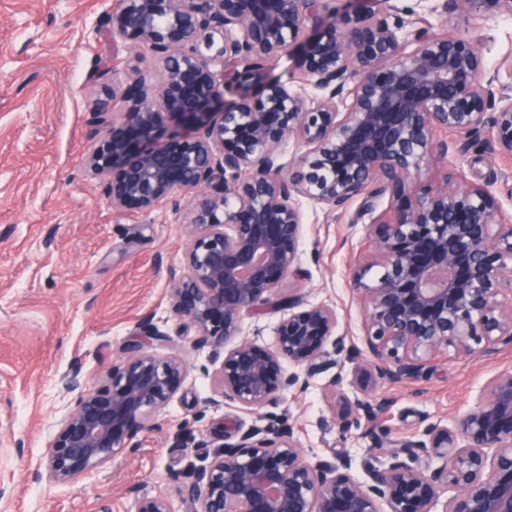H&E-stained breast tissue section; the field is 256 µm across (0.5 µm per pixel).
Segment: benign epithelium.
I'll return each instance as SVG.
<instances>
[{"mask_svg":"<svg viewBox=\"0 0 512 512\" xmlns=\"http://www.w3.org/2000/svg\"><path fill=\"white\" fill-rule=\"evenodd\" d=\"M327 0H114L100 31L131 40L135 67L95 108L98 145L90 173L112 170V209L150 213L182 191L195 193L182 270L171 271L183 328L222 348L241 316L258 314L297 272L301 202L329 210L388 195L392 212L374 225L376 250L353 269L350 288L367 296L365 345L352 384L416 381L450 347L487 353L512 343V225L497 222L487 186L448 191L417 182L424 165H447L441 129L467 134L501 103L492 151L512 154V61L485 74L470 42L371 9L327 19ZM472 12L512 13V0H462ZM414 45L406 52V44ZM293 62L312 93L272 73ZM121 103L118 112L114 102ZM307 151L281 162L284 143ZM336 305L288 314L277 345L241 342L224 352L209 404L253 412L275 403L336 335ZM185 378L178 355L144 345L112 365L106 383L79 394L56 424L36 475L77 480L133 447L138 433ZM345 427L384 409L350 399L342 378L328 384ZM422 461L353 473L345 453L330 462L298 447L292 425L270 421L225 444L203 468L182 473V512H512V371L486 384L451 426L432 425L402 445ZM436 460L442 461L438 467ZM137 512H174L165 496L144 497Z\"/></svg>","mask_w":512,"mask_h":512,"instance_id":"obj_1","label":"benign epithelium"}]
</instances>
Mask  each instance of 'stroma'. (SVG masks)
<instances>
[{"mask_svg": "<svg viewBox=\"0 0 512 512\" xmlns=\"http://www.w3.org/2000/svg\"><path fill=\"white\" fill-rule=\"evenodd\" d=\"M390 3L392 18L418 14L434 33L478 46L487 71L512 55V14L476 15L445 0ZM109 6L110 0H0V512H137L141 498L157 495L177 510V473L187 462H210L224 443V425L246 429L255 421L254 414L210 406L222 360L213 345L180 331L173 309L170 272L183 266L192 193H178L149 213L116 212L105 194L106 177L87 172L96 147L93 105L136 64L128 44L111 45L97 32ZM104 62L112 75L100 79ZM493 117L486 112L472 134L440 130L435 138L448 145L449 168L461 181L487 185L499 201L501 223L512 224V155L489 154ZM388 205L384 196L370 209L359 200L340 210L302 204L300 273L279 292L304 306L335 304L336 333L346 349L364 344V300L350 289L349 273L373 250L371 227ZM288 313L271 304L262 314L243 316L241 341L274 348ZM146 321L166 340H144ZM139 339L156 357L180 355L187 368L178 392L154 414V429L74 482L35 477L73 399L67 380L97 387ZM346 349L329 350L315 375L298 368L307 386L290 388L263 413L288 419L307 454L330 460L349 453L359 478L365 467L383 469L395 460L416 466L401 443L430 425H450L476 405L490 378L512 370V343L488 354L441 353L422 379L381 381L369 391V401L385 405L369 435L361 426L341 430L324 397L336 374L347 382L349 397L361 394L350 385L356 363ZM377 441L383 450L368 454Z\"/></svg>", "mask_w": 512, "mask_h": 512, "instance_id": "35a3bbf8", "label": "stroma"}]
</instances>
